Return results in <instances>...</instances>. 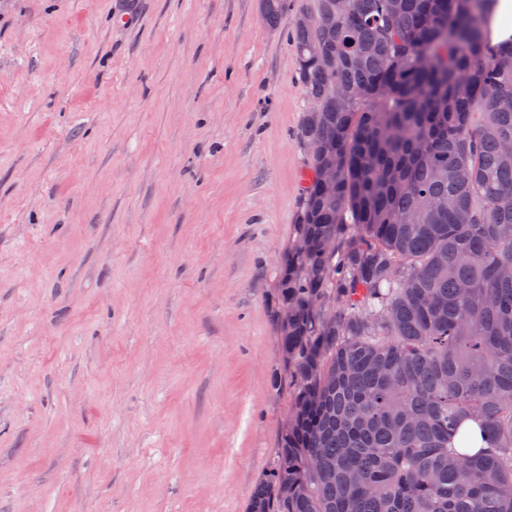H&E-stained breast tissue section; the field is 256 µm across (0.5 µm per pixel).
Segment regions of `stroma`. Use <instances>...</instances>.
<instances>
[{"label":"stroma","instance_id":"35a3bbf8","mask_svg":"<svg viewBox=\"0 0 512 512\" xmlns=\"http://www.w3.org/2000/svg\"><path fill=\"white\" fill-rule=\"evenodd\" d=\"M118 8L0 0V512H247L293 402L288 25Z\"/></svg>","mask_w":512,"mask_h":512}]
</instances>
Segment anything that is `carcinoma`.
I'll return each instance as SVG.
<instances>
[{
	"mask_svg": "<svg viewBox=\"0 0 512 512\" xmlns=\"http://www.w3.org/2000/svg\"><path fill=\"white\" fill-rule=\"evenodd\" d=\"M488 4L307 0L290 23L308 248L279 269L294 404L248 512H512V46L485 51ZM455 447L460 448L461 452L471 453L485 447L480 427L471 420L466 421L455 438Z\"/></svg>",
	"mask_w": 512,
	"mask_h": 512,
	"instance_id": "cac0c4a2",
	"label": "carcinoma"
}]
</instances>
